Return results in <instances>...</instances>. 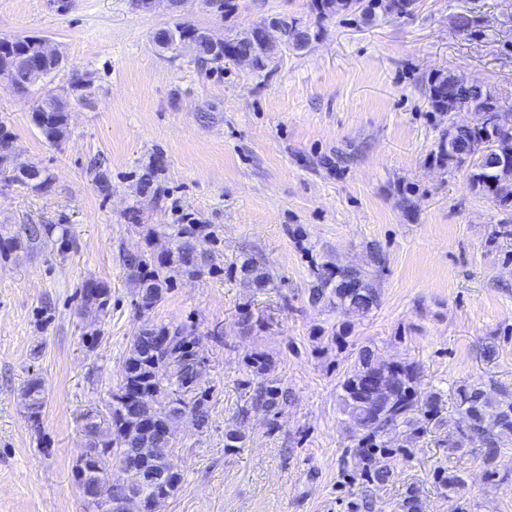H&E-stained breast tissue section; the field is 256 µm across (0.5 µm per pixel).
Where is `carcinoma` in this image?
<instances>
[{
	"label": "carcinoma",
	"mask_w": 512,
	"mask_h": 512,
	"mask_svg": "<svg viewBox=\"0 0 512 512\" xmlns=\"http://www.w3.org/2000/svg\"><path fill=\"white\" fill-rule=\"evenodd\" d=\"M414 0H320L322 17L337 15L353 9L365 14L394 16L396 8L411 11ZM256 30L230 44L235 54L245 53L252 63L259 65L272 58L275 46L255 36ZM425 94L436 112L452 113L465 110L474 114L470 127L456 130L445 128L439 135L436 157L443 165H460L448 149V137L474 151L485 142L482 132L493 124L494 114L503 110L500 98L485 85L470 87L457 74L438 71L425 85ZM71 102L67 96L52 91L44 92L34 102L31 112L35 125L51 143H58L68 133V112ZM495 153L500 164L466 166L472 188L497 204L512 206V128L495 129L492 133ZM171 248L156 256L148 251L125 253L122 265L127 279L135 288V309L144 315L160 303L176 284V277L198 279L221 272L214 262L217 238L209 224H169ZM51 244L57 252L69 249L70 237L63 224H24L20 232L8 238L0 237V256L6 257L22 246ZM242 275L257 288H265L271 281L269 270L253 258H246L240 266ZM81 302L94 306L100 313L107 312L111 288L98 280H85L77 288ZM309 301L330 305L350 317H364L379 302V288L369 275L333 263L321 266L315 272L310 287ZM146 334L132 337L124 360L123 379L102 408H89L81 415L82 431L87 439V450L101 454L114 448L112 459L119 460V452L128 455L142 446L141 430L144 423L139 410L149 408L150 418L170 429L179 423L180 413L190 412L198 427L208 423V391L203 389L207 369L199 366L200 337L194 326L183 323L145 324ZM246 367L257 383L250 394V403L269 414L288 403V390L278 380L269 377L271 361L262 352L246 356ZM419 372L416 366L402 363H380L373 351L361 347L354 362L340 381V404L351 429L357 437V456L363 476L368 482H383L390 475L389 460L393 449L392 436L402 434L409 439L427 432L432 421L439 417L440 395L419 398L416 385ZM176 387L181 396L176 405L163 402L170 389ZM27 393L28 419L40 424L45 404V387L38 378H31L23 387ZM456 406L465 426L458 427L459 442L477 441L485 448L484 459L493 463L500 449L512 446V392L489 396L482 388L462 386L456 390Z\"/></svg>",
	"instance_id": "cac0c4a2"
}]
</instances>
